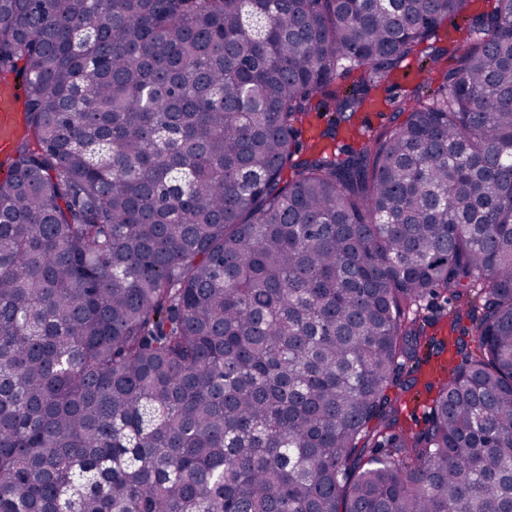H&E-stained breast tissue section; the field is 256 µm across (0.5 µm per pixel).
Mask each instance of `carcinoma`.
<instances>
[{"instance_id": "obj_1", "label": "carcinoma", "mask_w": 512, "mask_h": 512, "mask_svg": "<svg viewBox=\"0 0 512 512\" xmlns=\"http://www.w3.org/2000/svg\"><path fill=\"white\" fill-rule=\"evenodd\" d=\"M469 2L0 0V512H512V0ZM430 39L370 145L303 140ZM23 90L20 82L11 78L0 85V165L8 173L9 163L19 137L25 132V115L20 108ZM423 376L420 377L418 385L407 393H401L397 387H393L389 394L391 398L398 397V407L401 409V421L407 427L422 425L425 415L432 405L434 393H428L424 388Z\"/></svg>"}]
</instances>
